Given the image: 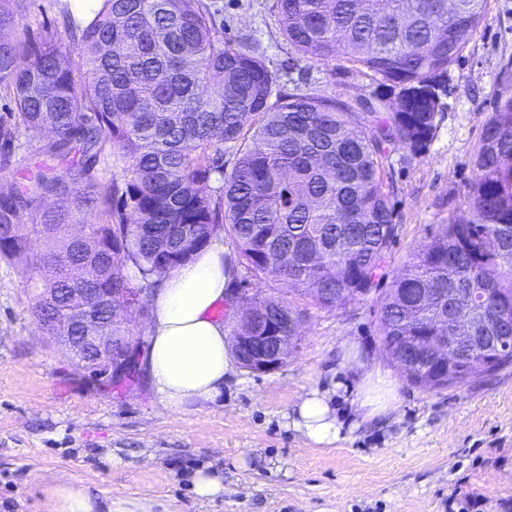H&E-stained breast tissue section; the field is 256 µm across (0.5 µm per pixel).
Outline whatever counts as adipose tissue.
I'll return each instance as SVG.
<instances>
[{
    "label": "adipose tissue",
    "instance_id": "obj_1",
    "mask_svg": "<svg viewBox=\"0 0 512 512\" xmlns=\"http://www.w3.org/2000/svg\"><path fill=\"white\" fill-rule=\"evenodd\" d=\"M221 243L201 250L192 261L162 279L152 297L148 366L163 407L176 414L197 401L220 395L233 370L235 355L229 329L213 311L231 295L233 269ZM385 373H366L352 400L362 421H372L392 408ZM294 427L317 444L335 442L342 427L331 392L309 390L299 400ZM44 494L50 512H172L170 504L151 497L116 496L101 500L89 488L53 477Z\"/></svg>",
    "mask_w": 512,
    "mask_h": 512
}]
</instances>
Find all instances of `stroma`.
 <instances>
[{
  "label": "stroma",
  "instance_id": "1",
  "mask_svg": "<svg viewBox=\"0 0 512 512\" xmlns=\"http://www.w3.org/2000/svg\"><path fill=\"white\" fill-rule=\"evenodd\" d=\"M65 0H31L7 37L54 28ZM224 39L258 37L267 65L291 93L295 74L344 102L371 96V73L344 62H298L283 39L275 0H212ZM512 73V0H488L484 23L448 70V110L419 153L385 161L398 232L369 295L332 310L305 301L300 340L282 368H235L215 400L162 407L147 370L120 385L76 367L31 314L43 274L0 259V512H49L41 481L64 476L99 498L149 496L174 512H512V366L430 391L408 381L380 339L381 300L436 225L467 208L474 156L504 77ZM356 348L361 367L344 355ZM386 372L393 411L371 422L350 401L365 373ZM338 389L342 431L319 445L293 427L311 389ZM224 478L199 498L197 470Z\"/></svg>",
  "mask_w": 512,
  "mask_h": 512
}]
</instances>
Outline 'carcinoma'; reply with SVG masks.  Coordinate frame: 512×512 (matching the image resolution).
Here are the masks:
<instances>
[{
  "label": "carcinoma",
  "instance_id": "cac0c4a2",
  "mask_svg": "<svg viewBox=\"0 0 512 512\" xmlns=\"http://www.w3.org/2000/svg\"><path fill=\"white\" fill-rule=\"evenodd\" d=\"M488 0H275L285 40L310 64L343 61L377 80L354 106L314 90H278L256 40L224 42L208 0H90L35 42L5 29L30 0H0V155L21 135L53 137L7 194L0 256L50 271L57 305L39 320L72 335L69 288L155 289L223 229L233 269L335 309L368 295L394 237L384 158L427 147L447 111L448 68ZM237 160L224 171V149ZM112 165L100 167L105 154ZM465 214L440 224L381 306L388 358L410 363L454 288H494L512 304V84L498 94L474 158ZM219 183L207 193L210 182ZM67 206L46 207L48 198ZM74 224L98 249L58 250ZM233 278L231 306L258 297ZM260 336L293 335L301 311Z\"/></svg>",
  "mask_w": 512,
  "mask_h": 512
}]
</instances>
